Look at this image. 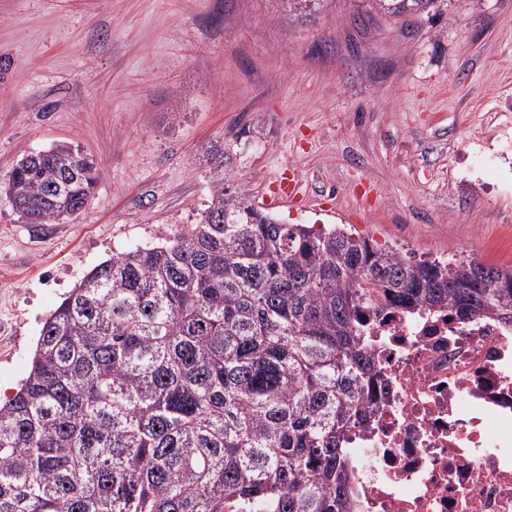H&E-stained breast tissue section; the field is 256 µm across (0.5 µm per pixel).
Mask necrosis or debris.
<instances>
[{
	"label": "necrosis or debris",
	"mask_w": 512,
	"mask_h": 512,
	"mask_svg": "<svg viewBox=\"0 0 512 512\" xmlns=\"http://www.w3.org/2000/svg\"><path fill=\"white\" fill-rule=\"evenodd\" d=\"M512 185V138L463 157ZM386 393L346 434L356 512H512V327L448 311L367 322Z\"/></svg>",
	"instance_id": "necrosis-or-debris-1"
}]
</instances>
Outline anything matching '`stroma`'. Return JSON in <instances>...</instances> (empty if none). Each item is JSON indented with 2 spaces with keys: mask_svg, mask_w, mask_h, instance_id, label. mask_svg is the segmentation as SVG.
<instances>
[{
  "mask_svg": "<svg viewBox=\"0 0 512 512\" xmlns=\"http://www.w3.org/2000/svg\"><path fill=\"white\" fill-rule=\"evenodd\" d=\"M506 97L512 0L397 18L368 0H0V185L64 142L101 169L73 220L27 223L0 194V403L84 275L194 223L219 180L260 209L291 166L307 200L272 208L281 223L512 265V188L457 189Z\"/></svg>",
  "mask_w": 512,
  "mask_h": 512,
  "instance_id": "obj_1",
  "label": "stroma"
}]
</instances>
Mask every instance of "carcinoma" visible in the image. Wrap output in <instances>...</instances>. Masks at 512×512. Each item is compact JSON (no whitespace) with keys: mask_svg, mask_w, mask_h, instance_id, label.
<instances>
[{"mask_svg":"<svg viewBox=\"0 0 512 512\" xmlns=\"http://www.w3.org/2000/svg\"><path fill=\"white\" fill-rule=\"evenodd\" d=\"M373 2L395 18L435 0ZM99 176L57 144L4 191L53 224ZM392 309L511 327L512 266L281 224L217 182L195 223L112 254L46 316L0 404V512H353L343 438L384 385L363 315Z\"/></svg>","mask_w":512,"mask_h":512,"instance_id":"1","label":"carcinoma"}]
</instances>
